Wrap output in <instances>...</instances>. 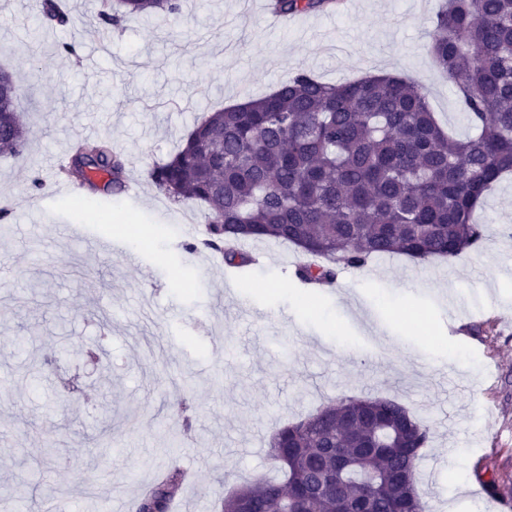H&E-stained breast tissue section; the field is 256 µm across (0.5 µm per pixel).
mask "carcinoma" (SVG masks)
I'll list each match as a JSON object with an SVG mask.
<instances>
[{"label": "carcinoma", "instance_id": "carcinoma-1", "mask_svg": "<svg viewBox=\"0 0 512 512\" xmlns=\"http://www.w3.org/2000/svg\"><path fill=\"white\" fill-rule=\"evenodd\" d=\"M335 0H272L282 16ZM178 0H102L98 25L170 15ZM44 15L69 16L56 0ZM433 64L453 85L470 132L446 131L412 78L366 76L329 83L299 73L272 93L210 113L150 172L175 202L206 207L202 244L234 268L251 266L250 240L294 246L304 285H331L336 266H366L402 254L452 259L482 238L474 213L512 172V0H440L430 43ZM23 91L0 70V154L20 156L34 132L20 119ZM127 160L107 141H83L60 166L91 191L120 192ZM430 428L390 398L342 396L273 429L267 457L280 474L233 491L222 512H425L417 464ZM174 472L137 505L170 512Z\"/></svg>", "mask_w": 512, "mask_h": 512}]
</instances>
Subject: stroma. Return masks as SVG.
<instances>
[{
	"label": "stroma",
	"mask_w": 512,
	"mask_h": 512,
	"mask_svg": "<svg viewBox=\"0 0 512 512\" xmlns=\"http://www.w3.org/2000/svg\"><path fill=\"white\" fill-rule=\"evenodd\" d=\"M66 2L70 24L42 28L44 0H0V68L23 89L35 133L22 156L0 158V495L26 492L30 512L59 500L69 512L97 501L136 512L143 487L177 470L174 508L217 512L230 490L270 474L273 426L357 395L397 399L429 426L418 484L429 512H512V296L493 287L512 275V175L475 213L479 247L342 267L329 292L294 278L285 243L252 242L274 259L242 269L186 251L206 209L173 203L148 178L198 118L302 71L335 83L395 68L465 133V108L427 49L439 0H342L285 30L246 0H179L166 18L108 28L93 23L99 0ZM86 139L124 154L140 195L59 189ZM117 224L130 227L121 252L87 249ZM492 476L495 494L482 485Z\"/></svg>",
	"instance_id": "stroma-1"
}]
</instances>
